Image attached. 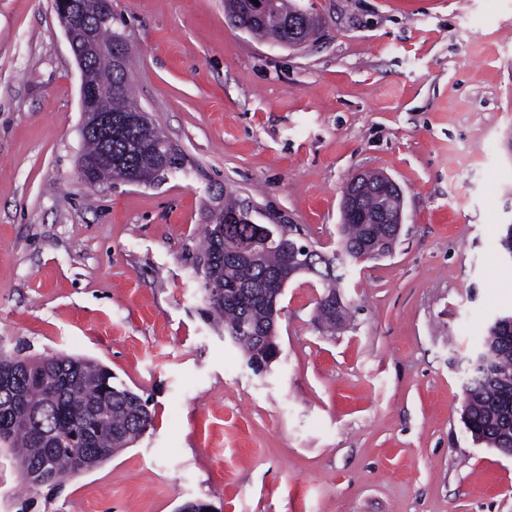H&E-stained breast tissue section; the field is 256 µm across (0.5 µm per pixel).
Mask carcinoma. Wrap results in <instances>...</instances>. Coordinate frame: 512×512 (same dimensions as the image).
Wrapping results in <instances>:
<instances>
[{"instance_id":"obj_1","label":"carcinoma","mask_w":512,"mask_h":512,"mask_svg":"<svg viewBox=\"0 0 512 512\" xmlns=\"http://www.w3.org/2000/svg\"><path fill=\"white\" fill-rule=\"evenodd\" d=\"M121 54L119 67L93 61V80L104 90L97 107L112 113V144L92 134L84 139L83 155L112 153V166H100L94 173L101 184L120 174L126 178L153 176L161 182L183 166L184 157H168L142 147L152 134V123L139 114L137 103L121 89L130 71V51L123 48ZM357 197L369 213L395 207L393 199L383 194L377 172L360 181ZM239 208L237 201L228 200L213 214L195 272L200 274L206 314L224 325V335L235 336V344L249 363L260 364L278 348L280 308L264 302V295L273 294L270 285L283 268L316 274L323 288L321 298H336L342 287L341 270L350 258L345 252L330 257L301 252L289 256L283 247L251 258L242 256L238 248L252 236L253 225H233L222 241L213 236V223ZM367 234L382 236L385 225L350 222L341 228V239L353 247ZM208 277L224 285L223 294L215 295L206 288ZM485 359L483 367L471 363L465 379V424L497 447L512 448V344L503 341L494 324L485 341ZM0 373L10 377L7 385L0 386V427L5 431L0 444L13 449L15 462L34 459L47 435L63 439L49 465L39 464L21 475L32 493L44 487L53 489L73 476L74 455L81 450L83 438L91 439L94 448H111L117 453L135 443L153 424L149 401L113 383L112 373L90 360L56 356L40 362L14 359L0 351Z\"/></svg>"}]
</instances>
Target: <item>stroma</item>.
<instances>
[{
    "label": "stroma",
    "mask_w": 512,
    "mask_h": 512,
    "mask_svg": "<svg viewBox=\"0 0 512 512\" xmlns=\"http://www.w3.org/2000/svg\"><path fill=\"white\" fill-rule=\"evenodd\" d=\"M298 2L324 28L291 48L224 0H112L130 93L186 168L91 189L52 2L0 0V348L92 360L154 416L35 496L0 447V512H512V456L462 421L465 359L512 314V0ZM367 170L403 190L394 252L352 268L332 335L318 278L292 279L254 373L204 313L212 211L234 195L329 254Z\"/></svg>",
    "instance_id": "35a3bbf8"
}]
</instances>
